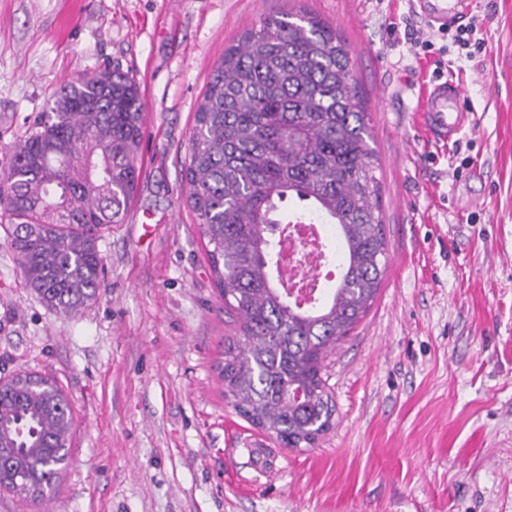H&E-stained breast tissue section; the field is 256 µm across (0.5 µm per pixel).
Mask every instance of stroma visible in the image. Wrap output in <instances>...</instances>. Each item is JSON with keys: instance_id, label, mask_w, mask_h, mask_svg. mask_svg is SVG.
<instances>
[{"instance_id": "stroma-1", "label": "stroma", "mask_w": 512, "mask_h": 512, "mask_svg": "<svg viewBox=\"0 0 512 512\" xmlns=\"http://www.w3.org/2000/svg\"><path fill=\"white\" fill-rule=\"evenodd\" d=\"M298 10L355 63L387 269L325 362L332 428L293 450L224 398L236 316L184 167L225 50ZM469 17L486 47L465 58L413 0H0V163L82 72L131 71L145 104L139 190L99 242L92 303L46 307L0 224V378L54 380L74 418L50 498L0 492V512H512V0H470ZM439 49L476 114L447 145L420 110Z\"/></svg>"}]
</instances>
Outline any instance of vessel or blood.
I'll return each instance as SVG.
<instances>
[{"mask_svg": "<svg viewBox=\"0 0 512 512\" xmlns=\"http://www.w3.org/2000/svg\"><path fill=\"white\" fill-rule=\"evenodd\" d=\"M431 21L440 25L458 18L462 0H426ZM430 132L442 140H452L462 130L474 127L475 118L462 84L444 81L430 87L423 99Z\"/></svg>", "mask_w": 512, "mask_h": 512, "instance_id": "b4317fda", "label": "vessel or blood"}]
</instances>
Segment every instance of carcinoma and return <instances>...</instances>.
I'll use <instances>...</instances> for the list:
<instances>
[{
    "mask_svg": "<svg viewBox=\"0 0 512 512\" xmlns=\"http://www.w3.org/2000/svg\"><path fill=\"white\" fill-rule=\"evenodd\" d=\"M144 105L117 66L61 85L0 168V215L21 274L65 314L95 297L102 232L123 222L140 179ZM370 118L335 29L306 13L264 18L225 51L195 112L186 179L207 254L237 317L224 397L287 448L311 446L334 406L322 370L372 306L387 266ZM290 196L334 224L344 273L306 304L275 284V232ZM69 399L35 373L0 381V488L38 502L65 466Z\"/></svg>",
    "mask_w": 512,
    "mask_h": 512,
    "instance_id": "1",
    "label": "carcinoma"
}]
</instances>
